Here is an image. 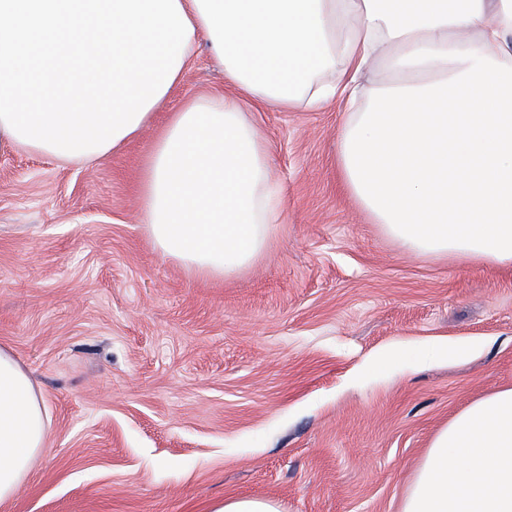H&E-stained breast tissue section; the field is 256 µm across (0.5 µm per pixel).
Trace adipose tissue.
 Here are the masks:
<instances>
[{
    "instance_id": "obj_1",
    "label": "adipose tissue",
    "mask_w": 512,
    "mask_h": 512,
    "mask_svg": "<svg viewBox=\"0 0 512 512\" xmlns=\"http://www.w3.org/2000/svg\"><path fill=\"white\" fill-rule=\"evenodd\" d=\"M229 93L171 113L142 180L150 237L192 276L264 253L283 197L247 110L351 105L348 193L410 252L512 269V0H179ZM376 85L364 91L362 79ZM49 413L0 349V502L44 445ZM401 512H512V386L437 431Z\"/></svg>"
}]
</instances>
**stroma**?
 Segmentation results:
<instances>
[{"label": "stroma", "mask_w": 512, "mask_h": 512, "mask_svg": "<svg viewBox=\"0 0 512 512\" xmlns=\"http://www.w3.org/2000/svg\"><path fill=\"white\" fill-rule=\"evenodd\" d=\"M199 51L150 124L95 163L0 150V348L45 444L0 512H400L433 436L512 386V272L408 254L343 189L346 106L251 113L284 198L221 281L156 249L141 185L171 112L223 90ZM480 343L472 358L417 352ZM402 361L364 375L375 357ZM210 512H279V510L269 499L239 496L216 502Z\"/></svg>", "instance_id": "35a3bbf8"}]
</instances>
